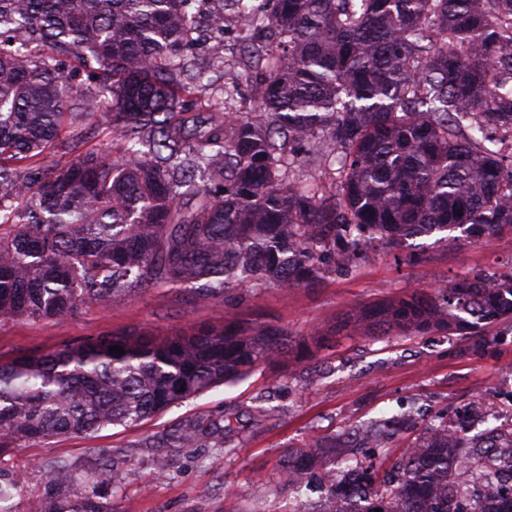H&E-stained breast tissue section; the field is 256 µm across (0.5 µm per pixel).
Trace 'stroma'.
<instances>
[{
  "label": "stroma",
  "mask_w": 512,
  "mask_h": 512,
  "mask_svg": "<svg viewBox=\"0 0 512 512\" xmlns=\"http://www.w3.org/2000/svg\"><path fill=\"white\" fill-rule=\"evenodd\" d=\"M89 147L120 156L122 144L89 114L74 132H62L46 165H63L72 155L71 135ZM512 271V234L485 242L458 236L448 243L423 236L366 258L327 262L313 287H254L244 283L221 297L170 289L135 292L103 307L83 303L64 321L0 319V360L48 353L89 336L133 330L165 337L228 324L275 326L293 340L321 337L310 353L290 352L275 364L257 366L243 378L187 399L134 427L109 426L93 434L16 442L0 454V476L16 491L0 512H28L48 493L43 462L64 459L82 471L95 470L104 454L128 462V476L112 498L115 512H224L239 496L245 512L265 507L288 512L293 503L280 492L287 456L319 440L326 452L320 471L336 456L361 446L359 431L397 416L384 447L365 450L373 462L396 458L439 421L466 422L465 436L512 430V320L485 324L481 335L373 337L342 328L355 309L415 291L433 292L451 278ZM194 422L224 428L226 451L170 449L171 472L158 477V447Z\"/></svg>",
  "instance_id": "1"
}]
</instances>
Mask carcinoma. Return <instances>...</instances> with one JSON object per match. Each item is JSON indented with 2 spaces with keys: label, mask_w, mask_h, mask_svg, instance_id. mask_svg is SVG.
<instances>
[{
  "label": "carcinoma",
  "mask_w": 512,
  "mask_h": 512,
  "mask_svg": "<svg viewBox=\"0 0 512 512\" xmlns=\"http://www.w3.org/2000/svg\"><path fill=\"white\" fill-rule=\"evenodd\" d=\"M200 0H0V318L67 319L145 288L222 295L245 282L309 286L323 261L459 230L512 231V0H230L247 54L231 95L243 116L194 140L186 128L208 70L196 59ZM272 30L280 55L264 49ZM39 53H32V46ZM110 96L85 98L124 156L70 142L72 161L40 156L81 113L66 58ZM333 174L302 182L297 148ZM512 318V273L474 274L355 316L374 336L478 334ZM283 330L224 327L157 338L91 336L0 362V454L15 442L87 434L144 419L275 361ZM120 346L123 354L109 351ZM188 425L173 448H200ZM448 422L378 480L355 455L327 475L330 512H512L494 487L512 469V435L448 459ZM317 446L300 451L307 477ZM49 492L29 512H112L125 462L92 474L44 463ZM485 496L463 506L457 471Z\"/></svg>",
  "instance_id": "carcinoma-1"
}]
</instances>
